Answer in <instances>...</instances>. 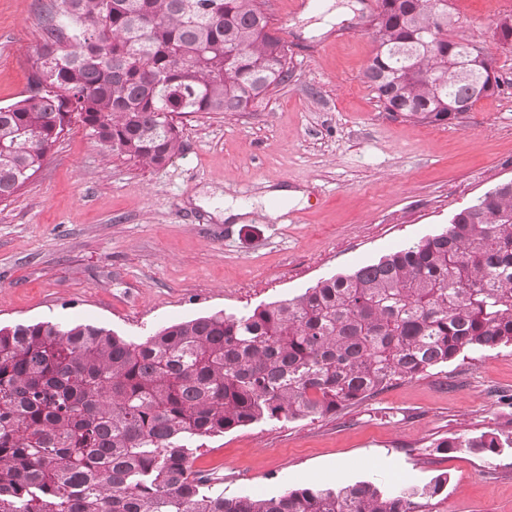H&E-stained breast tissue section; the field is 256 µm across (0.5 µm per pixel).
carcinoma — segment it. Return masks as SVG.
<instances>
[{
    "label": "carcinoma",
    "mask_w": 512,
    "mask_h": 512,
    "mask_svg": "<svg viewBox=\"0 0 512 512\" xmlns=\"http://www.w3.org/2000/svg\"><path fill=\"white\" fill-rule=\"evenodd\" d=\"M451 26L448 0H380L364 78L386 111L447 124L485 96L448 66L469 50ZM289 74L265 0H54L27 94L0 106V200L75 120L105 155L162 167L184 149L175 115L247 112ZM507 346L511 180L447 229L250 311L140 340L53 320L0 326V512H421L448 477L227 498L191 459L204 437L334 414ZM436 448L498 454L512 433Z\"/></svg>",
    "instance_id": "carcinoma-1"
}]
</instances>
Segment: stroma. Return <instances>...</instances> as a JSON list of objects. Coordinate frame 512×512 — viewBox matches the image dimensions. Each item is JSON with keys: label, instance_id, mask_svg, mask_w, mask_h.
Wrapping results in <instances>:
<instances>
[{"label": "stroma", "instance_id": "35a3bbf8", "mask_svg": "<svg viewBox=\"0 0 512 512\" xmlns=\"http://www.w3.org/2000/svg\"><path fill=\"white\" fill-rule=\"evenodd\" d=\"M50 0H0V105L26 91ZM291 76L251 112L181 117L184 150L147 168L105 156L80 124L0 201V324L55 320L130 339L220 310L300 295L445 228L512 180V48L494 38L512 0H448L452 36L496 59L500 91L448 125L385 111L363 79L378 0H268ZM302 198L271 217V189ZM246 208L222 219L215 195ZM512 432V348L468 355L314 420L204 439L192 468L224 494L444 474L423 512H512V449L439 451L441 440Z\"/></svg>", "mask_w": 512, "mask_h": 512}]
</instances>
